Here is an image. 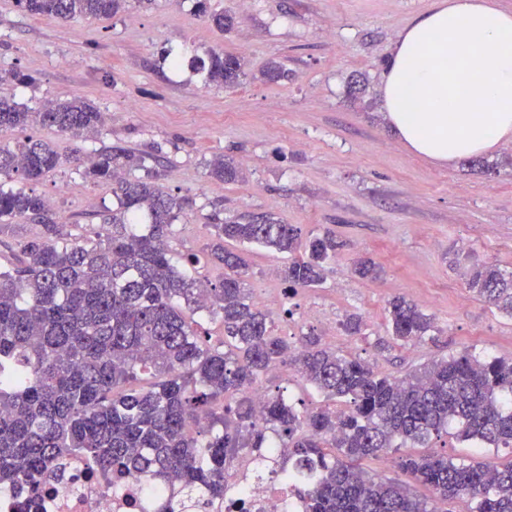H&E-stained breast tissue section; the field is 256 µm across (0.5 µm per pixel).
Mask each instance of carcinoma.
<instances>
[{"instance_id":"cac0c4a2","label":"carcinoma","mask_w":512,"mask_h":512,"mask_svg":"<svg viewBox=\"0 0 512 512\" xmlns=\"http://www.w3.org/2000/svg\"><path fill=\"white\" fill-rule=\"evenodd\" d=\"M126 2L15 0L26 13L63 22L110 17ZM196 11L221 30L233 25L210 0H196ZM191 68L226 88L245 75L241 57L222 50L194 58ZM103 124L104 113L78 95L36 109L0 96L1 136L39 125L87 140L101 135ZM62 162L53 145L31 136L0 143V238L14 236L21 223L41 229L18 240L16 261L0 268V486L24 481L35 501L48 480H65V461L82 457L114 484L126 477L154 484L153 501L170 491L156 512H187L224 496V473L240 452L267 466L263 449L277 438L289 449L282 477L305 512H436L434 502L459 497L473 502L471 512H512V461L399 456V467L431 488L429 501L358 466L450 428L479 448H512V359L465 350L396 378L312 332L296 341L277 336L250 296L246 260L224 242L285 255L279 275L294 292L316 288L334 272L343 246L334 233L304 240L272 213L226 217L213 202L209 256L224 268L213 283L188 272L197 255L174 261L168 240L192 201L163 188L165 165L153 153L105 145L68 158L85 181L112 185V205L93 214L102 228L94 242L71 238L49 200L16 186L41 181ZM135 170L143 175L131 176ZM209 177L235 183L239 169L218 156ZM350 271L375 279L381 267L359 259ZM466 287L512 317V271L475 261ZM200 311L221 318L225 349L208 345L194 319ZM387 312L396 341L424 342L436 330L433 317L403 296L392 298ZM287 361L344 408L301 412L279 393L265 395L256 411L249 391ZM148 369L163 380L137 387ZM192 423L200 425L195 436Z\"/></svg>"}]
</instances>
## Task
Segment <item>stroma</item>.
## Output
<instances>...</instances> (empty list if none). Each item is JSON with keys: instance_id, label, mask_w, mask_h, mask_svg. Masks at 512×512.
<instances>
[{"instance_id": "35a3bbf8", "label": "stroma", "mask_w": 512, "mask_h": 512, "mask_svg": "<svg viewBox=\"0 0 512 512\" xmlns=\"http://www.w3.org/2000/svg\"><path fill=\"white\" fill-rule=\"evenodd\" d=\"M235 17L220 31L197 16L192 0H156L101 19L67 23L18 10L0 0V68L29 75L30 84L0 85V95L28 107L79 95L104 112L98 139L85 151L121 141L167 158L166 190L194 201L173 226L174 255L205 254L212 230L202 217L211 202L225 214L271 212L296 225L302 238L332 231L344 243L335 270L316 288L285 294L274 274L280 256L248 245L250 288L274 334L297 340L312 332L333 349L401 377L464 350L512 359V317L465 285L472 261L512 271V143L485 156L438 165L412 153L384 118L382 73L400 31L434 0H215ZM213 49L241 56L245 75L230 90L192 74L194 57ZM184 64L172 71L166 52ZM284 80L261 75L269 63ZM364 75L350 95L351 76ZM234 160L243 177L219 184L208 176L214 157ZM73 237L100 230L92 211L112 189L83 181L62 165L36 183ZM367 256L380 279L353 277L349 265ZM397 294L435 320L433 339L401 345L389 336L386 308ZM362 316L361 335H347L346 315ZM305 408L324 406L294 367L281 365L259 382ZM415 454L512 462V450H477L444 435Z\"/></svg>"}]
</instances>
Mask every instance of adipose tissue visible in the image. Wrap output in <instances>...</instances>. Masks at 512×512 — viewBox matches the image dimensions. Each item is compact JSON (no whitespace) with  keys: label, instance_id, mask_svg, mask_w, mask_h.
Segmentation results:
<instances>
[{"label":"adipose tissue","instance_id":"adipose-tissue-1","mask_svg":"<svg viewBox=\"0 0 512 512\" xmlns=\"http://www.w3.org/2000/svg\"><path fill=\"white\" fill-rule=\"evenodd\" d=\"M381 95L399 139L432 162L512 140V9L435 0L399 33Z\"/></svg>","mask_w":512,"mask_h":512}]
</instances>
